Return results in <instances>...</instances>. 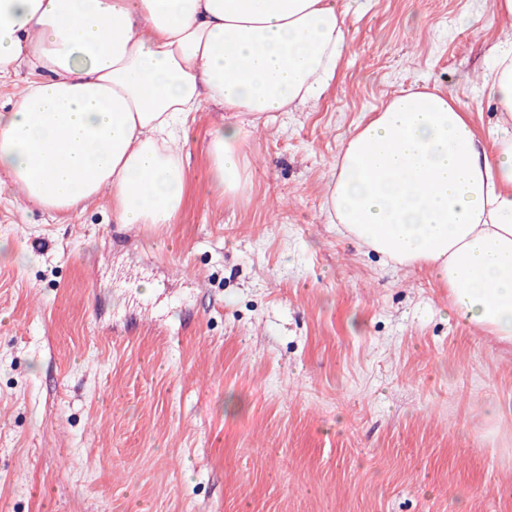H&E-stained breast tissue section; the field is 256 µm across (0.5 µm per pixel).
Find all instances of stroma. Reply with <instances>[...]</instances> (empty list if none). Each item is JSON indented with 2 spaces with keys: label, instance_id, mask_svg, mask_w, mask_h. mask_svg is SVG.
<instances>
[{
  "label": "stroma",
  "instance_id": "1",
  "mask_svg": "<svg viewBox=\"0 0 512 512\" xmlns=\"http://www.w3.org/2000/svg\"><path fill=\"white\" fill-rule=\"evenodd\" d=\"M484 4L339 0L334 80L253 117L237 195L212 180L223 108L194 113L170 223L0 189V512H512V345L323 212L401 92L496 125L480 85L512 21L473 26Z\"/></svg>",
  "mask_w": 512,
  "mask_h": 512
}]
</instances>
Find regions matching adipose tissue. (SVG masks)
<instances>
[{
  "instance_id": "adipose-tissue-1",
  "label": "adipose tissue",
  "mask_w": 512,
  "mask_h": 512,
  "mask_svg": "<svg viewBox=\"0 0 512 512\" xmlns=\"http://www.w3.org/2000/svg\"><path fill=\"white\" fill-rule=\"evenodd\" d=\"M344 24L335 0H0V81L29 70L0 112V184L55 213L106 188L115 223H169L181 134L207 100L225 111L214 180L237 194L245 115L317 97ZM483 88L499 111L484 140L449 95L395 97L343 143L325 211L360 246L428 266L459 320L512 343V45Z\"/></svg>"
}]
</instances>
